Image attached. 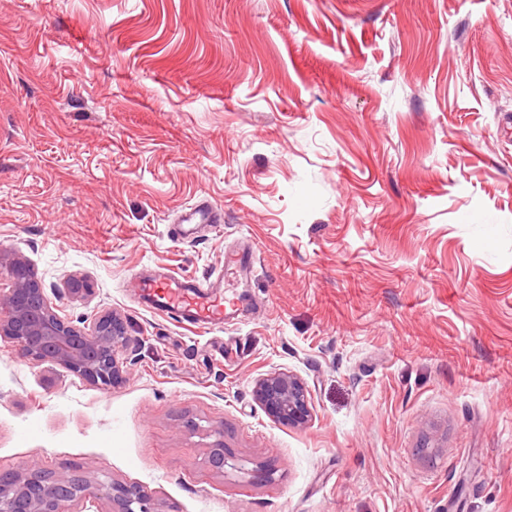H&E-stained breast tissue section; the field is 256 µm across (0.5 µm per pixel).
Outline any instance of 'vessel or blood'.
Segmentation results:
<instances>
[{
    "label": "vessel or blood",
    "instance_id": "b4317fda",
    "mask_svg": "<svg viewBox=\"0 0 512 512\" xmlns=\"http://www.w3.org/2000/svg\"><path fill=\"white\" fill-rule=\"evenodd\" d=\"M136 286L146 304L188 327L220 324L238 314L217 281L157 272L139 279Z\"/></svg>",
    "mask_w": 512,
    "mask_h": 512
}]
</instances>
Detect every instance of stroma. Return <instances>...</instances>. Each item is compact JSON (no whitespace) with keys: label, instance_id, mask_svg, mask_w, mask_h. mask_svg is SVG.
Returning a JSON list of instances; mask_svg holds the SVG:
<instances>
[{"label":"stroma","instance_id":"1","mask_svg":"<svg viewBox=\"0 0 512 512\" xmlns=\"http://www.w3.org/2000/svg\"><path fill=\"white\" fill-rule=\"evenodd\" d=\"M200 202L223 223L185 230ZM244 246L224 325L128 286ZM0 248L127 329L109 389L0 339V473L159 512H512V0H0ZM274 372L307 424L256 401ZM255 397L269 416L279 422L298 426L311 417L309 390L294 374L273 373L259 378Z\"/></svg>","mask_w":512,"mask_h":512}]
</instances>
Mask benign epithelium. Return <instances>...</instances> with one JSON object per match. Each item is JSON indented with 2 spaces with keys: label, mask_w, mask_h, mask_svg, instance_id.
I'll return each instance as SVG.
<instances>
[{
  "label": "benign epithelium",
  "mask_w": 512,
  "mask_h": 512,
  "mask_svg": "<svg viewBox=\"0 0 512 512\" xmlns=\"http://www.w3.org/2000/svg\"><path fill=\"white\" fill-rule=\"evenodd\" d=\"M0 271L11 282L8 290H0V337L35 362L61 365L105 389L122 380L117 349L127 332L117 313L106 312L91 326H76L59 315L26 260L0 249ZM255 397L279 422L298 426L311 417L309 390L294 374L259 378ZM20 499L24 512H80L90 500L108 502L109 512H159L137 487L57 475L35 463L23 466L9 481H0V512H14L13 504Z\"/></svg>",
  "instance_id": "obj_1"
}]
</instances>
